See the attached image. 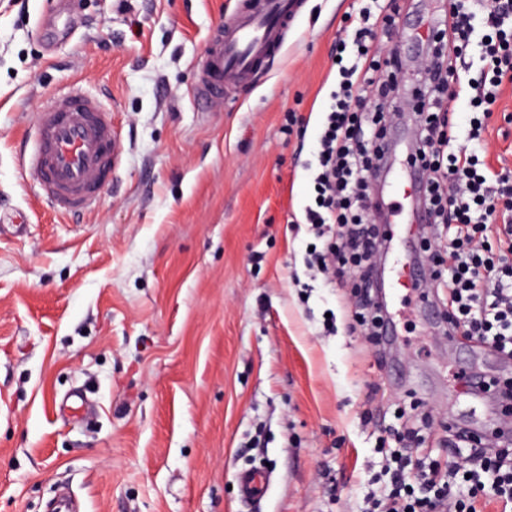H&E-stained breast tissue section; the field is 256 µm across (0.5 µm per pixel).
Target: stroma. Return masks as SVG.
<instances>
[{
    "label": "stroma",
    "mask_w": 512,
    "mask_h": 512,
    "mask_svg": "<svg viewBox=\"0 0 512 512\" xmlns=\"http://www.w3.org/2000/svg\"><path fill=\"white\" fill-rule=\"evenodd\" d=\"M239 0H0V512H47L69 487L80 512H363L383 491L385 450L406 429L410 466L458 461L449 418L484 432L492 400L454 375L499 380L512 364L443 336L428 300L386 281L394 339L350 328L347 289L311 280L298 226L314 199L310 162L336 86V44L361 0H306L271 55L227 106L191 90L208 36ZM448 0H407L409 33ZM74 32L48 43L44 23ZM98 97L123 158L94 212L63 215L19 159L55 95ZM485 133L512 171V86ZM89 409L59 410L72 390ZM266 471L261 500L238 476Z\"/></svg>",
    "instance_id": "obj_1"
}]
</instances>
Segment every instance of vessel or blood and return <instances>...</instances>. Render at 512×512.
I'll list each match as a JSON object with an SVG mask.
<instances>
[{
	"instance_id": "b4317fda",
	"label": "vessel or blood",
	"mask_w": 512,
	"mask_h": 512,
	"mask_svg": "<svg viewBox=\"0 0 512 512\" xmlns=\"http://www.w3.org/2000/svg\"><path fill=\"white\" fill-rule=\"evenodd\" d=\"M303 0H254L213 29L193 89L209 106L225 103L228 86L250 78L283 45ZM121 161L112 119L93 96H54L38 114L37 134L24 166L36 175L46 199L63 214L93 210L98 188Z\"/></svg>"
}]
</instances>
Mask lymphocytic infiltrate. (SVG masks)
Listing matches in <instances>:
<instances>
[{
    "label": "lymphocytic infiltrate",
    "instance_id": "1",
    "mask_svg": "<svg viewBox=\"0 0 512 512\" xmlns=\"http://www.w3.org/2000/svg\"><path fill=\"white\" fill-rule=\"evenodd\" d=\"M473 11L470 0H448L439 23L446 40L425 41L426 53L450 52L462 58L477 52L481 82H468L474 116L468 137L473 145L459 150L457 125L441 123L445 96H458L446 71L425 70L418 80L417 112L423 117L415 133L408 164L426 173L416 200L426 215L420 237L443 227L440 264L448 270V300L444 313L454 334L512 361V174L492 169L482 154L490 107L503 84H512V0H481ZM380 0H370L352 20L351 64L340 65L339 80L330 93L324 130L316 153L314 174L317 203L306 206L303 222L310 230L329 228L336 243L318 255L321 267L352 268L356 290L373 296L368 267L382 236L371 225L372 211L383 210V193H371L370 182L393 161L387 126L400 119L387 100L404 79L398 58L384 63L389 82H361L364 67L375 66L378 49L373 40L374 11ZM451 445H466L468 454L454 467L431 465L420 485L408 481L404 456L387 455L385 471L391 488L377 496L372 512H478V505L512 506V434L491 442L476 441L468 429L448 430Z\"/></svg>",
    "mask_w": 512,
    "mask_h": 512
}]
</instances>
